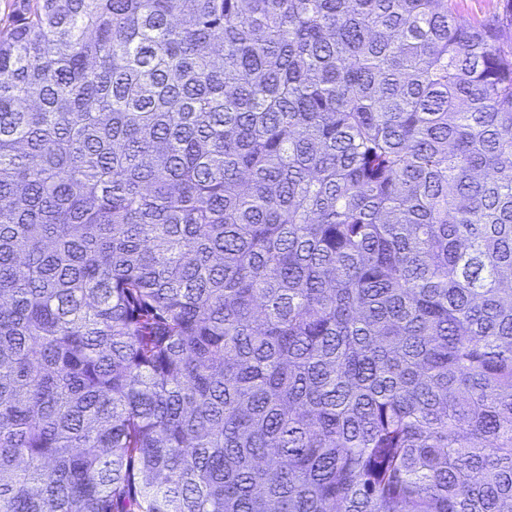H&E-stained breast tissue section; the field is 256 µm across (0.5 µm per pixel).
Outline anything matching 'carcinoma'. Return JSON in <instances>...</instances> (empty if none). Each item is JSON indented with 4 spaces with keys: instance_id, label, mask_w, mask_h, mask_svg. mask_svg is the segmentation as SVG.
I'll return each instance as SVG.
<instances>
[{
    "instance_id": "obj_1",
    "label": "carcinoma",
    "mask_w": 512,
    "mask_h": 512,
    "mask_svg": "<svg viewBox=\"0 0 512 512\" xmlns=\"http://www.w3.org/2000/svg\"><path fill=\"white\" fill-rule=\"evenodd\" d=\"M0 512H512V0H14ZM460 15L471 22H478L493 13L503 0H457Z\"/></svg>"
}]
</instances>
